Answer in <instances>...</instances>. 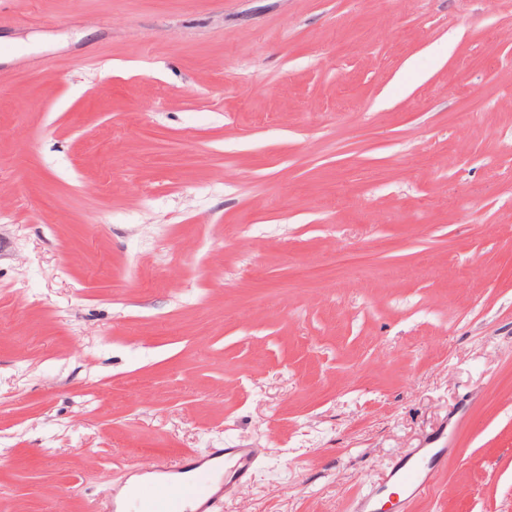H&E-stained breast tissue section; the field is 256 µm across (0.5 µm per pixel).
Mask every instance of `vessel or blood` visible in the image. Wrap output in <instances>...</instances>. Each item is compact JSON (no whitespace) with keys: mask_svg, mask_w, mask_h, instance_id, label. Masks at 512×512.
I'll return each mask as SVG.
<instances>
[{"mask_svg":"<svg viewBox=\"0 0 512 512\" xmlns=\"http://www.w3.org/2000/svg\"><path fill=\"white\" fill-rule=\"evenodd\" d=\"M444 455L440 448H421L390 471L383 485L364 495L359 507L361 512H403L412 495L424 491L431 470ZM255 457L251 448H228L224 451V468L237 477H244ZM206 482L175 483L164 491L144 487L141 496L143 512H184L187 501L203 495Z\"/></svg>","mask_w":512,"mask_h":512,"instance_id":"obj_1","label":"vessel or blood"}]
</instances>
